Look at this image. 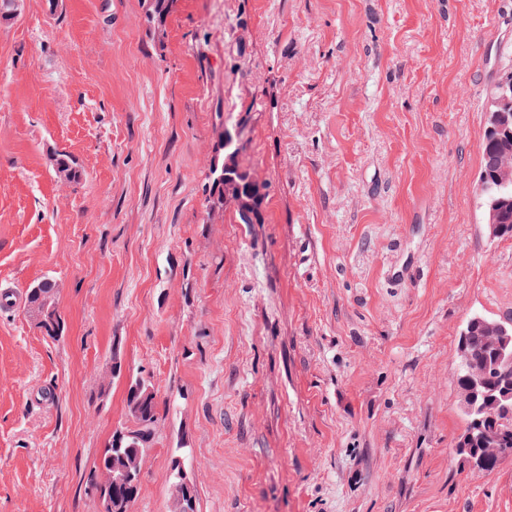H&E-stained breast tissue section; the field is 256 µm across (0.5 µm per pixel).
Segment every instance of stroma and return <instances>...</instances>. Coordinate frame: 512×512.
I'll return each instance as SVG.
<instances>
[{
    "label": "stroma",
    "instance_id": "1",
    "mask_svg": "<svg viewBox=\"0 0 512 512\" xmlns=\"http://www.w3.org/2000/svg\"><path fill=\"white\" fill-rule=\"evenodd\" d=\"M148 9L0 23V285L53 278L65 323L0 308V512H96L136 374L159 423L131 512H170L183 442L198 512H512V457L453 453L460 331L512 316L479 183L512 0ZM225 126L255 224L208 203Z\"/></svg>",
    "mask_w": 512,
    "mask_h": 512
}]
</instances>
